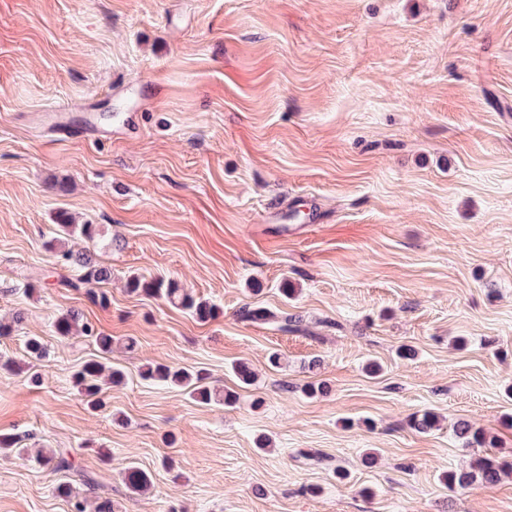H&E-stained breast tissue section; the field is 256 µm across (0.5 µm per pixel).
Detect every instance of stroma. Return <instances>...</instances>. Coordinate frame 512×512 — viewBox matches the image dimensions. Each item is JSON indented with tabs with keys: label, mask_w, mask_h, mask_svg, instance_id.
<instances>
[{
	"label": "stroma",
	"mask_w": 512,
	"mask_h": 512,
	"mask_svg": "<svg viewBox=\"0 0 512 512\" xmlns=\"http://www.w3.org/2000/svg\"><path fill=\"white\" fill-rule=\"evenodd\" d=\"M60 107L67 138L43 123ZM62 211L97 228L72 246L111 268L107 305L61 283ZM134 272L216 316L129 293ZM71 310L127 373L98 411L73 383L96 345L54 333ZM1 320L0 433L75 469L1 452L0 512H69L64 480L114 512H512V479H441L476 454L457 421L512 449V0H0ZM34 335L36 383L1 367ZM144 379H150L176 387L190 388V393L200 403L210 404L211 402L231 405L236 401V394L232 392L220 393L211 389L204 382L201 373L192 374L185 369H177L165 364L148 365L142 372ZM37 461L56 473H65L73 469V462L68 451L61 448L40 452L37 455Z\"/></svg>",
	"instance_id": "1"
}]
</instances>
